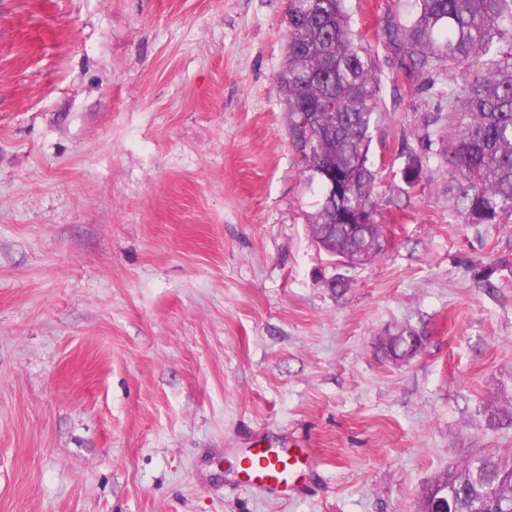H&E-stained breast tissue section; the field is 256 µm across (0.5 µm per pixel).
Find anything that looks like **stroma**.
I'll list each match as a JSON object with an SVG mask.
<instances>
[{
	"instance_id": "1",
	"label": "stroma",
	"mask_w": 512,
	"mask_h": 512,
	"mask_svg": "<svg viewBox=\"0 0 512 512\" xmlns=\"http://www.w3.org/2000/svg\"><path fill=\"white\" fill-rule=\"evenodd\" d=\"M410 3L346 0L387 246L336 266L280 103L288 0H0V512H415L512 449V223L450 200L422 139L448 80L379 35ZM401 328L421 351L384 360ZM273 442L314 452L285 497L242 470Z\"/></svg>"
}]
</instances>
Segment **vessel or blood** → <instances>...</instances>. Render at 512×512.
Segmentation results:
<instances>
[{
	"label": "vessel or blood",
	"instance_id": "b4317fda",
	"mask_svg": "<svg viewBox=\"0 0 512 512\" xmlns=\"http://www.w3.org/2000/svg\"><path fill=\"white\" fill-rule=\"evenodd\" d=\"M310 454L288 447L261 448L247 455L245 470L253 482L271 493L288 494L297 472L310 466Z\"/></svg>",
	"mask_w": 512,
	"mask_h": 512
}]
</instances>
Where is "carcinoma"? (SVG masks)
Returning <instances> with one entry per match:
<instances>
[{
    "label": "carcinoma",
    "instance_id": "1",
    "mask_svg": "<svg viewBox=\"0 0 512 512\" xmlns=\"http://www.w3.org/2000/svg\"><path fill=\"white\" fill-rule=\"evenodd\" d=\"M382 36L399 72L423 86L448 74V135L434 156L456 180L453 202L467 224L512 220V0H414L390 17ZM377 60L351 33L345 0H288L286 61L279 73L288 140L316 196V243L338 259L371 261L383 252L375 220L378 170L370 159L385 117ZM462 84H455L456 79ZM370 225L369 236L355 225ZM380 343L383 357L406 353L408 337ZM439 474L420 496V512H512V458L496 452Z\"/></svg>",
    "mask_w": 512,
    "mask_h": 512
}]
</instances>
